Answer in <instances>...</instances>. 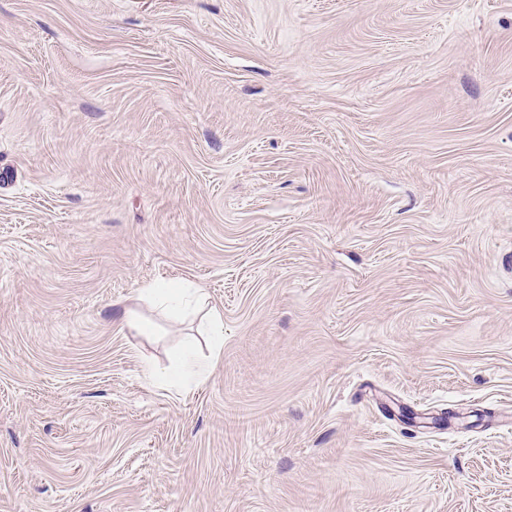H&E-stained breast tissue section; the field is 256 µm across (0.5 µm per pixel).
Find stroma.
I'll return each mask as SVG.
<instances>
[{
    "mask_svg": "<svg viewBox=\"0 0 512 512\" xmlns=\"http://www.w3.org/2000/svg\"><path fill=\"white\" fill-rule=\"evenodd\" d=\"M3 168L0 512H512V0H0ZM140 294L148 301L165 307L172 313L186 308L205 306V299L197 288H186L178 283H154L140 288ZM207 319L213 336L211 357L216 359L224 344V316L218 310L211 308L207 313ZM207 365L199 361L192 346L183 349L180 363L162 376L149 370V379L153 383H160L165 388L178 391L184 388L189 378H204L208 371Z\"/></svg>",
    "mask_w": 512,
    "mask_h": 512,
    "instance_id": "stroma-1",
    "label": "stroma"
}]
</instances>
